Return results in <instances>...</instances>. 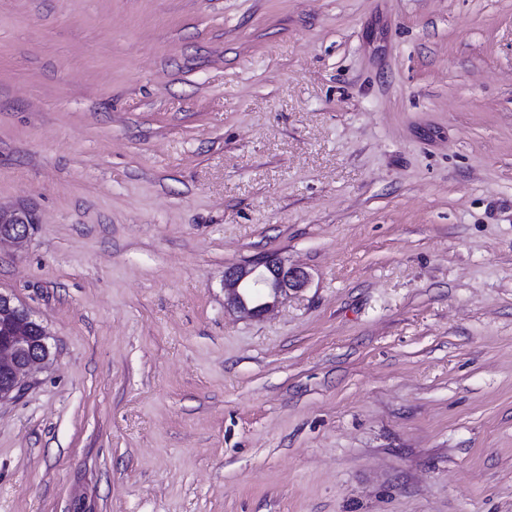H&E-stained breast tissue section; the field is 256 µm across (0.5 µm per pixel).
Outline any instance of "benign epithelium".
<instances>
[{"label": "benign epithelium", "instance_id": "7a95c632", "mask_svg": "<svg viewBox=\"0 0 512 512\" xmlns=\"http://www.w3.org/2000/svg\"><path fill=\"white\" fill-rule=\"evenodd\" d=\"M34 215L22 208L0 205V244H19L29 236ZM308 284V274L286 267L271 256L233 265L224 271V307L252 318H261L289 291ZM27 323L29 330L8 333L0 338V402L16 396L50 356L44 326L10 293L0 291V326Z\"/></svg>", "mask_w": 512, "mask_h": 512}]
</instances>
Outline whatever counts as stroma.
<instances>
[{
    "label": "stroma",
    "mask_w": 512,
    "mask_h": 512,
    "mask_svg": "<svg viewBox=\"0 0 512 512\" xmlns=\"http://www.w3.org/2000/svg\"><path fill=\"white\" fill-rule=\"evenodd\" d=\"M0 204V512H512V0H0ZM30 224H36V220L29 210L0 205V244L22 243L29 236ZM307 284L308 274L302 269L288 268L272 256H261L224 271V307L261 318L281 296L290 290H302ZM28 323L33 330L8 332L0 338V402L16 396L50 356L44 326L10 293L0 291V326Z\"/></svg>",
    "instance_id": "obj_1"
}]
</instances>
